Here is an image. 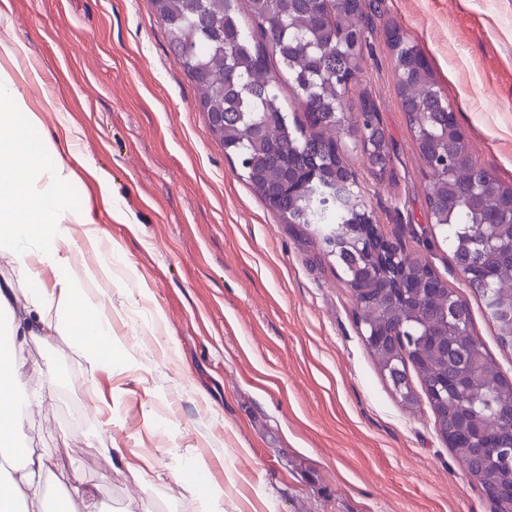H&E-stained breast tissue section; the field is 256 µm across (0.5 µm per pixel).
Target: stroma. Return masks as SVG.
<instances>
[{"mask_svg":"<svg viewBox=\"0 0 512 512\" xmlns=\"http://www.w3.org/2000/svg\"><path fill=\"white\" fill-rule=\"evenodd\" d=\"M372 3L346 98L375 99L393 162L379 177L348 138L339 149L383 234L429 258L511 375L441 230L431 247L410 232L428 223L427 176L386 30L420 46L476 161L510 185L512 0ZM0 73L77 173L63 194L84 221L62 251L92 271L82 286L104 293L114 340L94 366L60 333L18 351L21 436L49 452L47 497L76 472L98 512H199L176 475L203 464L221 512H492L427 401L406 409L380 373L335 258L238 177L150 0H0Z\"/></svg>","mask_w":512,"mask_h":512,"instance_id":"obj_1","label":"stroma"}]
</instances>
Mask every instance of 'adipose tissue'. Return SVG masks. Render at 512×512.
Masks as SVG:
<instances>
[{
	"label": "adipose tissue",
	"mask_w": 512,
	"mask_h": 512,
	"mask_svg": "<svg viewBox=\"0 0 512 512\" xmlns=\"http://www.w3.org/2000/svg\"><path fill=\"white\" fill-rule=\"evenodd\" d=\"M39 124L13 82L0 76V252L10 255L25 278L40 280L44 269L67 267L59 252L77 216L68 208L63 187L74 172L64 163L47 166L45 157L57 147L48 137L34 134ZM27 319L19 328L23 339H46L65 332L84 348L90 362L112 349L109 318L90 301L78 275L67 272L53 291L32 294ZM19 364L15 341L0 340V512H46L41 474L44 454L29 448L20 436L21 418L29 402L18 387Z\"/></svg>",
	"instance_id": "obj_1"
}]
</instances>
